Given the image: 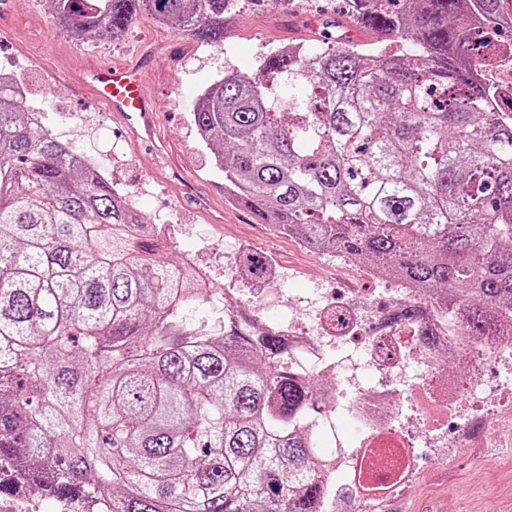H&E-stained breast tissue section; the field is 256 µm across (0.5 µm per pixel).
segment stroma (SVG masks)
<instances>
[{
    "label": "stroma",
    "mask_w": 512,
    "mask_h": 512,
    "mask_svg": "<svg viewBox=\"0 0 512 512\" xmlns=\"http://www.w3.org/2000/svg\"><path fill=\"white\" fill-rule=\"evenodd\" d=\"M341 6V0H288L277 14L243 6L216 49L160 26L146 13L120 38L78 41L57 22L49 0H0V71L8 70L24 86L29 104L58 138L101 160L107 178L133 195L148 222L162 211L182 225L178 237L149 240L156 254L178 260L207 236L214 243L213 264L229 262L245 242L286 271L287 283L265 294L267 316L275 320L310 289L344 282V272L334 257L258 223L225 197L224 180L211 170V153L200 142L191 112L198 95L224 73L252 71L280 45L296 44L308 54L325 48L323 22ZM100 64L142 69L146 94L162 112L153 145L144 146L94 99L82 74ZM402 423L422 468L410 489L387 496L375 512H418L429 499L442 512H512V423L492 432L484 420H474L466 447L444 454L425 446L412 417Z\"/></svg>",
    "instance_id": "35a3bbf8"
}]
</instances>
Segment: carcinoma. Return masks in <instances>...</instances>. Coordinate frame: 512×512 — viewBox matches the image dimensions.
Here are the masks:
<instances>
[{"mask_svg": "<svg viewBox=\"0 0 512 512\" xmlns=\"http://www.w3.org/2000/svg\"><path fill=\"white\" fill-rule=\"evenodd\" d=\"M387 52L344 37L271 51L191 115L224 195L307 247L427 293L464 342L512 333V118L487 108L472 25L512 0H347ZM77 35L147 12L212 47L238 0H52ZM0 80V493L98 512H322L315 375L227 304L198 320L196 272L146 252L150 224ZM266 273L246 256L245 278ZM424 345L414 303L393 316Z\"/></svg>", "mask_w": 512, "mask_h": 512, "instance_id": "1", "label": "carcinoma"}]
</instances>
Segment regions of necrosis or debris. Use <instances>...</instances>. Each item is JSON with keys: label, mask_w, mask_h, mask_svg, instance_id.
Returning <instances> with one entry per match:
<instances>
[{"label": "necrosis or debris", "mask_w": 512, "mask_h": 512, "mask_svg": "<svg viewBox=\"0 0 512 512\" xmlns=\"http://www.w3.org/2000/svg\"><path fill=\"white\" fill-rule=\"evenodd\" d=\"M472 56H493L492 66L481 67L479 77L494 89L512 85V43L493 38L491 44L476 42ZM287 275L274 270L271 281L284 282ZM268 281V282H271ZM257 280L241 284L232 268L224 270L228 300L249 305L262 313L263 292L268 284ZM383 309L348 303L323 289H313L304 304L276 327L295 352L299 368L314 365L319 372L339 375L320 423L333 428L331 415L346 414L357 433L356 440L335 435L327 454L328 507H335L342 487L354 490L361 506L412 485L418 475L413 445L400 432L403 410L424 421L430 447L448 445V430L436 418L451 414L458 428H465V414L484 409L495 395L512 397V372L480 384L479 391L463 393L446 377L447 366L437 350L411 346L410 329H379Z\"/></svg>", "instance_id": "obj_1"}]
</instances>
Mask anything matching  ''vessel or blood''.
<instances>
[{
  "mask_svg": "<svg viewBox=\"0 0 512 512\" xmlns=\"http://www.w3.org/2000/svg\"><path fill=\"white\" fill-rule=\"evenodd\" d=\"M97 99L113 118L151 142L156 131V114L142 91L143 77L134 66L98 65L88 74Z\"/></svg>",
  "mask_w": 512,
  "mask_h": 512,
  "instance_id": "vessel-or-blood-1",
  "label": "vessel or blood"
}]
</instances>
